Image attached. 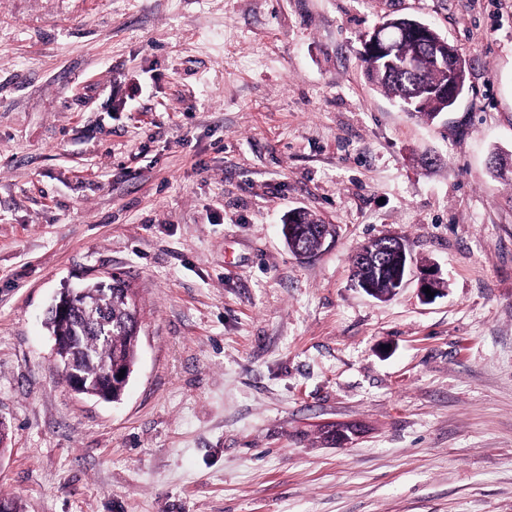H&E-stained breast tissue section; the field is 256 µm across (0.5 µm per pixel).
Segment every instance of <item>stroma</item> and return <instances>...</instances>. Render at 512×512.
<instances>
[{
  "mask_svg": "<svg viewBox=\"0 0 512 512\" xmlns=\"http://www.w3.org/2000/svg\"><path fill=\"white\" fill-rule=\"evenodd\" d=\"M393 17L466 61L441 119L367 78L361 39ZM511 151L512 0H0V493L512 512V180L488 168ZM295 210L335 229L304 259ZM387 236L410 272L377 299L352 257ZM115 273L142 336L109 402L63 381L44 322Z\"/></svg>",
  "mask_w": 512,
  "mask_h": 512,
  "instance_id": "35a3bbf8",
  "label": "stroma"
}]
</instances>
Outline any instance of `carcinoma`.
<instances>
[{
  "label": "carcinoma",
  "instance_id": "cac0c4a2",
  "mask_svg": "<svg viewBox=\"0 0 512 512\" xmlns=\"http://www.w3.org/2000/svg\"><path fill=\"white\" fill-rule=\"evenodd\" d=\"M395 48L389 53L363 56L368 79L385 95L398 102L404 111L433 121L448 111L453 102L441 94L442 87L448 85V77L461 86L465 85V60L455 47L441 50L422 42L413 31L408 17H396L393 23ZM406 57L419 60L418 72L411 75L399 68V62ZM283 234L288 248L294 253H312L318 250L322 239L328 234L326 225L319 219L301 212L298 218L283 224ZM382 246L377 264L355 265V280L367 282L379 297L392 291L391 273L398 262L400 239L384 237L372 240ZM133 291L126 280L112 279V287L101 288L91 283L90 288L76 302L85 300L97 305L98 314L108 322L109 334L101 336L83 328V316L75 312L66 319L49 316L47 328L54 336H77L79 348L56 351L57 361L70 362L82 371L89 380L96 383L110 365L120 364L133 371L139 354L141 331L140 307H131L124 301V295Z\"/></svg>",
  "mask_w": 512,
  "mask_h": 512
}]
</instances>
